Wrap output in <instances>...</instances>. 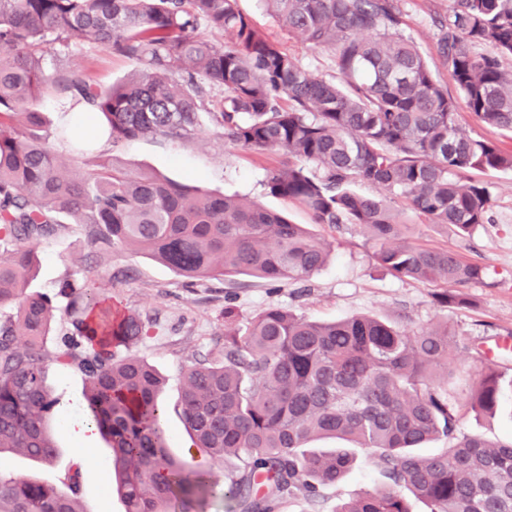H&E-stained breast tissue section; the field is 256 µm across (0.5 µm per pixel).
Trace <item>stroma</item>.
Masks as SVG:
<instances>
[{"mask_svg": "<svg viewBox=\"0 0 512 512\" xmlns=\"http://www.w3.org/2000/svg\"><path fill=\"white\" fill-rule=\"evenodd\" d=\"M451 0H399L410 34L441 85L457 96L454 80L438 52L441 23ZM240 9L266 35L278 39L299 63L314 75L330 79L336 74L331 51L314 49L291 37L267 10L262 0H239ZM54 66L80 71L103 87L122 82L139 71L137 61L112 54L92 41L55 47ZM200 132L188 143L161 136L112 143L105 139L82 154H75L64 141L53 146L67 164L82 169L106 161L138 172H153L171 180L196 185L226 195L256 200L271 210L285 212L330 245L325 266L309 280L269 283L236 276L222 280H188L142 253L117 251L100 259L87 244L82 225L70 224L44 238L38 246L39 269L30 291L56 296L65 279L95 278L100 294L122 311L139 313L148 333L135 351L166 379L163 403L165 425L171 433L173 455L186 457L191 441L175 411L183 365L220 356L224 347V309L232 307L237 320L250 319L269 306H284L308 318L332 322L365 313L413 327L447 323L449 329L469 337L471 354L454 360L456 375L471 374L486 365L512 374V170L488 171L481 179L490 188L492 207L487 224L469 236L453 227L413 218L407 231L410 241L456 252L461 259L486 267L483 281L467 286L474 299L468 308L438 306L432 286L398 278L377 264L363 236L355 230L314 223L302 207L269 193L266 182L271 170L285 161L283 155L236 146L224 137L208 115L200 117ZM46 384L57 398L56 419L49 431L59 449L53 464L38 465L9 453L0 458V471L25 474L35 479L63 483L78 474V497L85 512H125L117 491L111 490L109 448L95 436L86 453H77V443L67 421L88 416L82 404L84 380L73 368L49 364ZM383 468L356 451L355 461L336 484L324 487L316 504L296 499L284 502L278 512H335L342 503L365 491L388 486Z\"/></svg>", "mask_w": 512, "mask_h": 512, "instance_id": "stroma-1", "label": "stroma"}]
</instances>
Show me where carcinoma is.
Listing matches in <instances>:
<instances>
[{
	"instance_id": "cac0c4a2",
	"label": "carcinoma",
	"mask_w": 512,
	"mask_h": 512,
	"mask_svg": "<svg viewBox=\"0 0 512 512\" xmlns=\"http://www.w3.org/2000/svg\"><path fill=\"white\" fill-rule=\"evenodd\" d=\"M265 3L289 34L333 51L336 79L304 69L237 0H0V455L55 461L50 362L83 376L125 512H207L211 470L228 457L239 466L224 496L239 512H275L300 497L315 503L353 460L349 448L306 447L321 436L354 443L390 480L336 512H412L407 492L427 512H512V437L490 442L459 431L468 414L494 415L512 378L478 368L448 394L434 373L469 345L446 324L412 329L368 315L322 323L281 306L238 323L224 311L223 355L182 368L177 402L209 464L204 472L170 452L163 378L129 351L148 332L140 317L99 306L91 277L64 282L62 305L27 292L39 241L68 217L86 226L94 252L134 249L191 279L304 280L330 252L253 200L108 163L67 168L44 130L41 103L54 91L105 118L114 143L146 135L187 143L208 114L232 143L288 158L269 176L271 194L317 224L359 229L395 276L445 285L437 305L471 304L459 288L482 281L485 268L409 242L406 213L354 186H381L428 223L468 234L488 222L491 206L488 184L469 173L512 168V154L459 124L456 101L403 31L398 0ZM202 21L224 33V44L195 35ZM87 40L142 69L103 89L84 73L48 66L54 45ZM439 52L474 119L512 130V70L501 64L512 58V0H453ZM208 88L222 91L215 109ZM61 313L71 330L50 352ZM121 346L125 353L114 351ZM438 438L448 447L416 452ZM77 478L68 477L65 492L0 473V512H82Z\"/></svg>"
}]
</instances>
